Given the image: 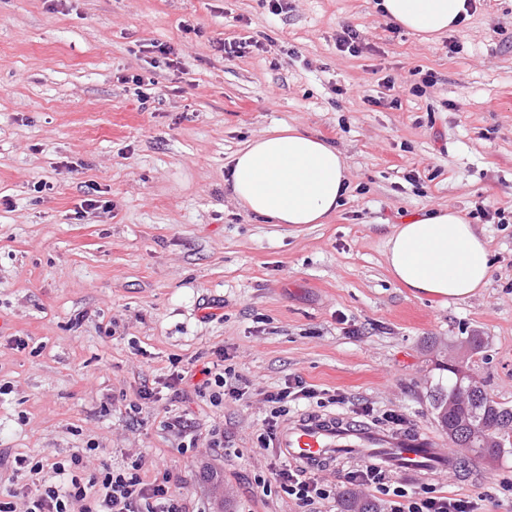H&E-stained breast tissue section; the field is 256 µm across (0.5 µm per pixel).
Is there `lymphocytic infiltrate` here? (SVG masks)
Here are the masks:
<instances>
[{"instance_id": "obj_1", "label": "lymphocytic infiltrate", "mask_w": 512, "mask_h": 512, "mask_svg": "<svg viewBox=\"0 0 512 512\" xmlns=\"http://www.w3.org/2000/svg\"><path fill=\"white\" fill-rule=\"evenodd\" d=\"M317 396V390L299 377L264 396L269 413L264 420L261 444L271 451L270 471L282 491L303 507L334 499L336 493L319 476L289 468L273 443L287 403ZM13 463L15 469H26L39 476L40 482L33 489L23 486L11 490L8 499H0V512H190L185 500L171 491L167 483L143 481L140 475L143 462L139 459L124 468L107 466L99 472L89 469L80 451L63 461L49 456L33 461L18 455ZM347 481L392 493L390 512H485L484 499L480 496L448 497L389 487L385 474L374 466L350 472Z\"/></svg>"}]
</instances>
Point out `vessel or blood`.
<instances>
[{
  "label": "vessel or blood",
  "mask_w": 512,
  "mask_h": 512,
  "mask_svg": "<svg viewBox=\"0 0 512 512\" xmlns=\"http://www.w3.org/2000/svg\"><path fill=\"white\" fill-rule=\"evenodd\" d=\"M274 445L295 466L309 471L328 467L340 452L362 465L377 461L389 471L423 479L456 464L454 452L428 430L381 429L335 414H303L288 420Z\"/></svg>",
  "instance_id": "1"
}]
</instances>
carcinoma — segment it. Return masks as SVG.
<instances>
[{"label": "carcinoma", "instance_id": "cac0c4a2", "mask_svg": "<svg viewBox=\"0 0 512 512\" xmlns=\"http://www.w3.org/2000/svg\"><path fill=\"white\" fill-rule=\"evenodd\" d=\"M438 426L448 439L465 449L475 459L496 460L506 449L483 448L480 441L470 439V426L483 430L512 429V407L492 399L484 382H459L458 372L448 368V385H436L430 394ZM342 512H381L379 504L354 490L341 494Z\"/></svg>", "mask_w": 512, "mask_h": 512}]
</instances>
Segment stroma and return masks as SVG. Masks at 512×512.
Returning a JSON list of instances; mask_svg holds the SVG:
<instances>
[{
	"label": "stroma",
	"instance_id": "1",
	"mask_svg": "<svg viewBox=\"0 0 512 512\" xmlns=\"http://www.w3.org/2000/svg\"><path fill=\"white\" fill-rule=\"evenodd\" d=\"M347 28L359 56L336 47ZM250 37L265 52L225 60L220 43ZM121 73L152 78L151 98ZM280 125L346 159L327 223L265 224L231 196L233 155ZM448 206L470 214L493 266L444 305L391 276L384 243ZM474 333L469 372L512 406V0H474L433 43L377 0H288L278 16L265 0H0V449L65 460L86 447L94 470L139 458L143 480L169 481L192 512H307L270 474L264 393L298 376L339 396L334 411L436 434L429 394ZM220 352L249 399H175L173 373ZM165 405L193 447L164 428ZM482 466L427 484L512 512V453Z\"/></svg>",
	"mask_w": 512,
	"mask_h": 512
}]
</instances>
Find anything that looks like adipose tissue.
I'll use <instances>...</instances> for the list:
<instances>
[{
    "instance_id": "ef3b65f1",
    "label": "adipose tissue",
    "mask_w": 512,
    "mask_h": 512,
    "mask_svg": "<svg viewBox=\"0 0 512 512\" xmlns=\"http://www.w3.org/2000/svg\"><path fill=\"white\" fill-rule=\"evenodd\" d=\"M468 0H381L386 19L434 42L460 27ZM336 147L293 126L252 139L231 162L229 189L246 212L268 224H322L348 190ZM389 272L418 298L444 304L470 298L491 275L488 241L458 209L441 207L395 225L385 241Z\"/></svg>"
}]
</instances>
